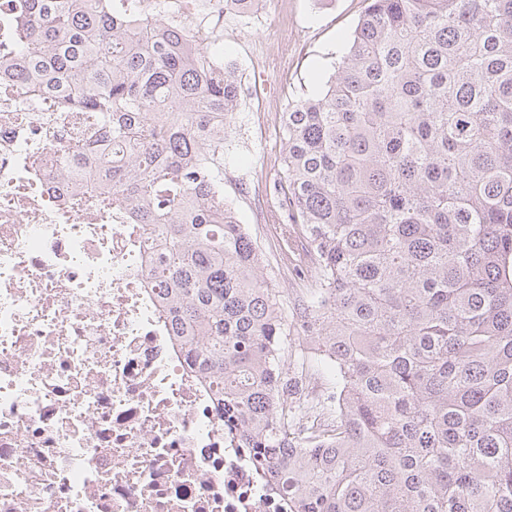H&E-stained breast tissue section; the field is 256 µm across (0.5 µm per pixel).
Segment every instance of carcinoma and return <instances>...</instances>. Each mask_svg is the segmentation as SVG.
<instances>
[{
  "mask_svg": "<svg viewBox=\"0 0 512 512\" xmlns=\"http://www.w3.org/2000/svg\"><path fill=\"white\" fill-rule=\"evenodd\" d=\"M15 31L0 75L98 113L174 335L289 512H512V0H369L284 113L280 248L316 268L291 314L213 168L235 77L94 0H25ZM290 348L333 421H300Z\"/></svg>",
  "mask_w": 512,
  "mask_h": 512,
  "instance_id": "carcinoma-1",
  "label": "carcinoma"
}]
</instances>
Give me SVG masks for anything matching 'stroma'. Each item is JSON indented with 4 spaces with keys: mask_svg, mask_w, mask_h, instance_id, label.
<instances>
[{
    "mask_svg": "<svg viewBox=\"0 0 512 512\" xmlns=\"http://www.w3.org/2000/svg\"><path fill=\"white\" fill-rule=\"evenodd\" d=\"M366 5L367 0H288V14L295 26L288 35V65L284 68L260 54L274 33L273 26L266 23L249 26L230 15L206 43L209 58L233 63L237 79L249 80L256 96L266 103L260 112L266 139H249L243 129L247 114L235 108L229 123L234 134L218 166L226 173L224 196L259 248L269 283L291 303L313 287L315 272L296 261L282 262L277 231L264 221L243 179L261 177L269 187H276L284 142L282 114L298 99L323 90Z\"/></svg>",
    "mask_w": 512,
    "mask_h": 512,
    "instance_id": "1",
    "label": "stroma"
}]
</instances>
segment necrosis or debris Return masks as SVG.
<instances>
[{"instance_id": "obj_1", "label": "necrosis or debris", "mask_w": 512, "mask_h": 512, "mask_svg": "<svg viewBox=\"0 0 512 512\" xmlns=\"http://www.w3.org/2000/svg\"><path fill=\"white\" fill-rule=\"evenodd\" d=\"M198 14L264 0H172ZM90 110L0 77V512H288L174 336L158 242L112 202Z\"/></svg>"}]
</instances>
